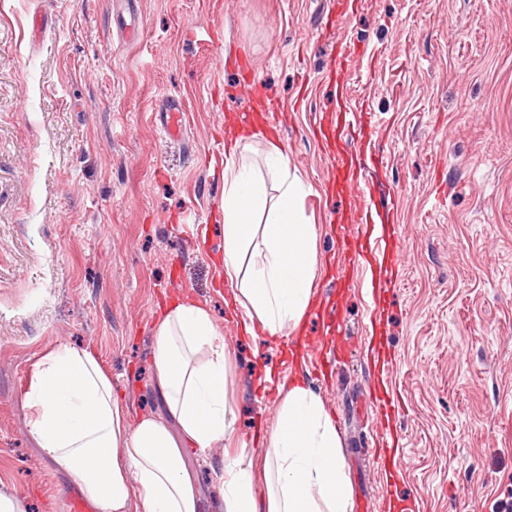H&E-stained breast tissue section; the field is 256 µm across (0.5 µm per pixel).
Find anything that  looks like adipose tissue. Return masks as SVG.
<instances>
[{"label": "adipose tissue", "mask_w": 512, "mask_h": 512, "mask_svg": "<svg viewBox=\"0 0 512 512\" xmlns=\"http://www.w3.org/2000/svg\"><path fill=\"white\" fill-rule=\"evenodd\" d=\"M238 137L224 161V251L217 276L248 333L288 336L309 314L319 267L310 189L267 141L269 174ZM153 384L167 418L129 419L112 375L91 347L59 345L34 364L24 390L27 432L55 470L79 482L99 512H203L185 448L232 440L224 338L208 310L172 305L152 336ZM265 499L246 451L221 463V512H349L342 443L322 399L302 380L280 397L267 432Z\"/></svg>", "instance_id": "ef3b65f1"}]
</instances>
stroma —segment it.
Listing matches in <instances>:
<instances>
[{
	"label": "stroma",
	"mask_w": 512,
	"mask_h": 512,
	"mask_svg": "<svg viewBox=\"0 0 512 512\" xmlns=\"http://www.w3.org/2000/svg\"><path fill=\"white\" fill-rule=\"evenodd\" d=\"M331 0H0V482L27 512H70L75 482L27 434L23 392L41 353L93 346L129 418L164 415L152 385L153 327L193 300L219 324L227 400L255 461L277 394L297 371L291 342L252 337L216 283L224 248V158L247 110L248 59L283 114L277 136L318 233L315 299L360 349L329 382L305 379L343 439L349 492L384 512L389 474L364 457L382 412L367 404L382 338L395 361L393 425L407 467L396 495L419 512H512V0H364L326 32ZM47 26L31 31L36 14ZM137 14L126 38L120 19ZM358 46L349 94L376 126L377 231L398 225L406 263L369 287L327 276L348 207L311 132L336 106L321 82L342 42ZM183 106V138L161 125ZM223 447L186 463L203 503L220 493Z\"/></svg>",
	"instance_id": "35a3bbf8"
}]
</instances>
